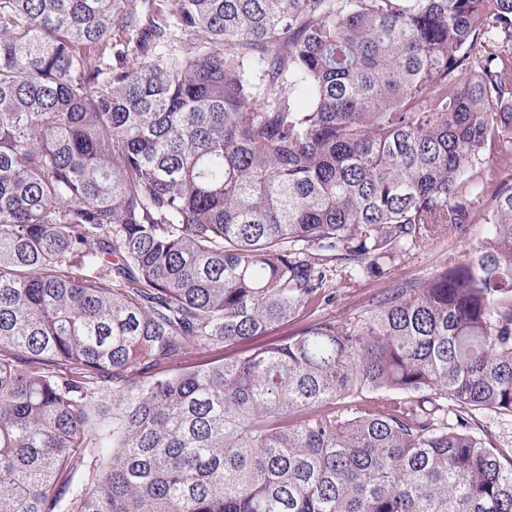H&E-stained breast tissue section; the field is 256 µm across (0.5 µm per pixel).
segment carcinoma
<instances>
[{
    "mask_svg": "<svg viewBox=\"0 0 512 512\" xmlns=\"http://www.w3.org/2000/svg\"><path fill=\"white\" fill-rule=\"evenodd\" d=\"M511 141L512 0H0V512H512ZM484 221L466 224L461 234L445 241H435L423 251L400 256L390 266L396 279L427 278L440 270L449 259L462 261L476 250L490 233ZM334 284H336V303L329 310H321L317 314L325 316L327 314L338 317H345L352 314L369 294L374 293L383 288L385 283L383 280L376 279H356L348 281L344 277L333 276ZM306 315L307 312H304L296 319L289 320L288 323L273 328L265 336L256 337L253 340V342L248 346V348H250L248 350L265 344L274 343L283 337L292 335L300 325V318Z\"/></svg>",
    "mask_w": 512,
    "mask_h": 512,
    "instance_id": "1",
    "label": "carcinoma"
}]
</instances>
